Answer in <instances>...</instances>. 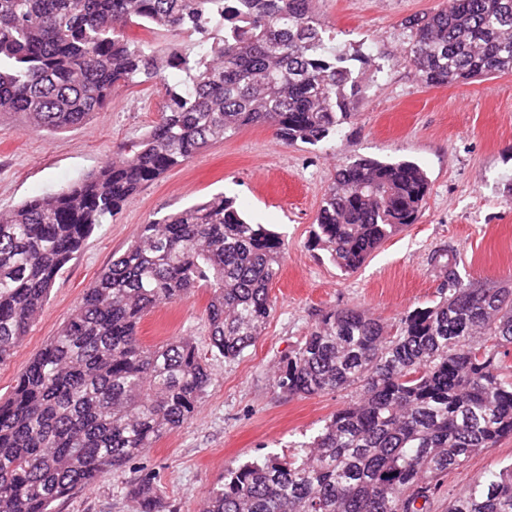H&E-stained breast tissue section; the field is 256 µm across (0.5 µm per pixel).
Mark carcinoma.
<instances>
[{
  "mask_svg": "<svg viewBox=\"0 0 512 512\" xmlns=\"http://www.w3.org/2000/svg\"><path fill=\"white\" fill-rule=\"evenodd\" d=\"M133 26L212 45L192 58L130 37ZM411 27L407 58L428 87L512 72V0H449ZM325 33L312 0H0V122L56 133L87 123L121 87L179 76L128 152L0 213V364L95 227L142 185L243 126L317 146L352 122L372 58L328 48ZM429 190L414 161H343L310 245L351 273L416 222ZM284 249L222 193L141 225L0 398V512H55L188 423L209 364L189 336L143 343L141 321L204 287L211 350L239 357L274 308ZM444 257L440 300L394 324L349 308L321 315L276 363L275 387L351 399L299 452L225 469L199 512H426L444 474L512 436V286L466 281ZM125 499L131 512H177L148 473ZM448 512H512V464Z\"/></svg>",
  "mask_w": 512,
  "mask_h": 512,
  "instance_id": "1",
  "label": "carcinoma"
}]
</instances>
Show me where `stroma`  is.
I'll return each instance as SVG.
<instances>
[{"label":"stroma","instance_id":"stroma-1","mask_svg":"<svg viewBox=\"0 0 512 512\" xmlns=\"http://www.w3.org/2000/svg\"><path fill=\"white\" fill-rule=\"evenodd\" d=\"M446 0H313L334 47L354 46L380 64L365 75L356 116L325 144L283 145L269 129L245 126L143 186L116 216L96 227L56 279L48 304L12 359L0 365L8 396L29 361L56 335L85 289L122 254L140 224L217 193L234 197L254 221L274 225L288 250L269 294L274 310L263 334L235 360L210 354L205 331L208 291L195 289L144 318L141 338L158 343L195 337L213 381L194 417L118 471L60 503L56 512H128L125 486L154 473L179 512H198L226 467L311 436L348 400L343 392L287 398L273 385L274 365L323 312L357 307L392 323L437 301L442 271L431 256L452 251L466 279L512 282V73L463 86L428 87L405 60L411 21ZM156 80L118 89L85 125L54 135L0 122V210L52 194L97 171L158 120L167 102ZM409 159L431 186L415 224L385 240L354 272L340 271L310 245L321 200L337 164L349 158ZM512 462V437L473 455L443 478L429 505L446 512L449 497Z\"/></svg>","mask_w":512,"mask_h":512}]
</instances>
